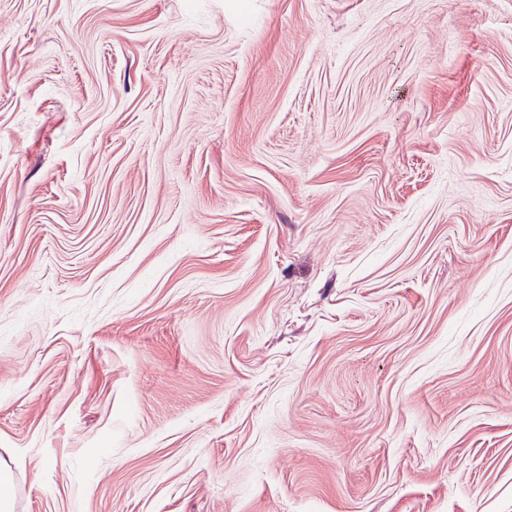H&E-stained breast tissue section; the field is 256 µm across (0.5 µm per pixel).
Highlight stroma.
I'll use <instances>...</instances> for the list:
<instances>
[{"instance_id": "stroma-1", "label": "stroma", "mask_w": 512, "mask_h": 512, "mask_svg": "<svg viewBox=\"0 0 512 512\" xmlns=\"http://www.w3.org/2000/svg\"><path fill=\"white\" fill-rule=\"evenodd\" d=\"M14 512H512V0H0Z\"/></svg>"}]
</instances>
